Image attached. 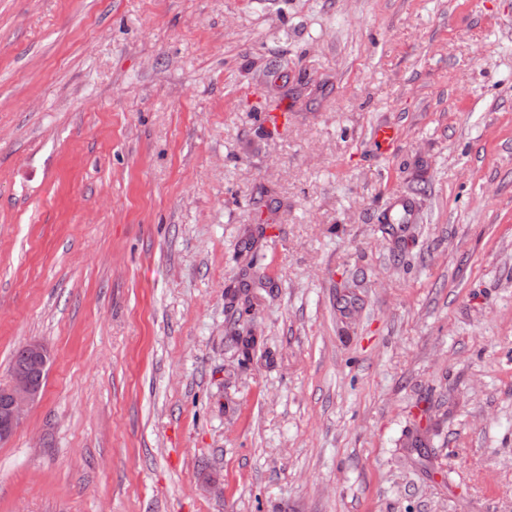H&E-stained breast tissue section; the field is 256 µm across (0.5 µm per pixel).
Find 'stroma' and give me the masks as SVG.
<instances>
[{"instance_id":"1","label":"stroma","mask_w":512,"mask_h":512,"mask_svg":"<svg viewBox=\"0 0 512 512\" xmlns=\"http://www.w3.org/2000/svg\"><path fill=\"white\" fill-rule=\"evenodd\" d=\"M32 339L0 512H512V0H0ZM230 327L233 334L229 336L241 351L244 357H248L252 350L257 346L258 339L253 336L251 330L245 326L246 321L243 320V312L238 314V317H231L229 319ZM245 333V335H244Z\"/></svg>"}]
</instances>
